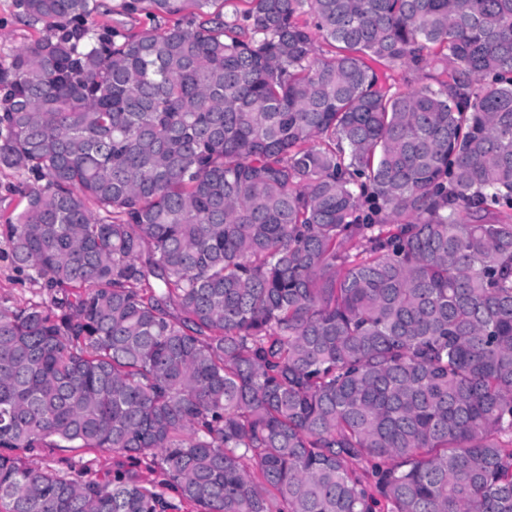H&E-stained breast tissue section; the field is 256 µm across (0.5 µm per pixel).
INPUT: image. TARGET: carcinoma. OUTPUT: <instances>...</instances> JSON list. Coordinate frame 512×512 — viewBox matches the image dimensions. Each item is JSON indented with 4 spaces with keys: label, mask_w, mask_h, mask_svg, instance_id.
I'll list each match as a JSON object with an SVG mask.
<instances>
[{
    "label": "carcinoma",
    "mask_w": 512,
    "mask_h": 512,
    "mask_svg": "<svg viewBox=\"0 0 512 512\" xmlns=\"http://www.w3.org/2000/svg\"><path fill=\"white\" fill-rule=\"evenodd\" d=\"M243 2L19 0L0 512H512V0ZM157 18L142 13L135 16L134 18H128L118 15H97L94 18V24H112V25H125L126 27H138V28H151L158 22ZM0 295L11 298L8 304L21 305L47 298L39 285L29 282L21 284L17 280L9 261L5 259H0ZM21 456L26 464H46L63 471H68L69 467L73 466L76 471L83 469L89 474H95L98 471L102 473L106 469H111L113 463L122 460L105 451L73 448H42L37 452V456H30L28 453Z\"/></svg>",
    "instance_id": "carcinoma-1"
}]
</instances>
